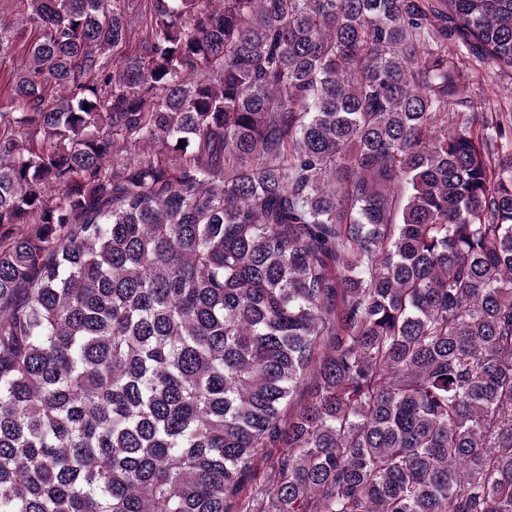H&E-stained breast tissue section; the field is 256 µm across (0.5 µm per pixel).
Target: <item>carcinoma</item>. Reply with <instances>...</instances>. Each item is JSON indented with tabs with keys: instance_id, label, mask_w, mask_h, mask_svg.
Segmentation results:
<instances>
[{
	"instance_id": "1",
	"label": "carcinoma",
	"mask_w": 512,
	"mask_h": 512,
	"mask_svg": "<svg viewBox=\"0 0 512 512\" xmlns=\"http://www.w3.org/2000/svg\"><path fill=\"white\" fill-rule=\"evenodd\" d=\"M472 57L512 0H0V512H512Z\"/></svg>"
}]
</instances>
